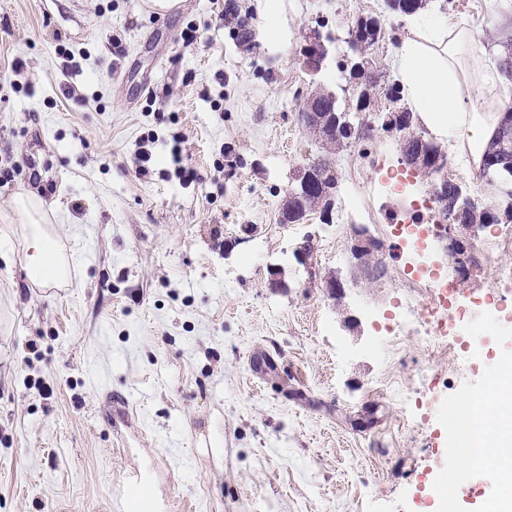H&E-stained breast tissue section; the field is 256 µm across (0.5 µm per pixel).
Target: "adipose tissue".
<instances>
[{"label": "adipose tissue", "instance_id": "ef3b65f1", "mask_svg": "<svg viewBox=\"0 0 512 512\" xmlns=\"http://www.w3.org/2000/svg\"><path fill=\"white\" fill-rule=\"evenodd\" d=\"M507 56L502 43H488L463 19L425 11L409 16L394 48V66L402 97L416 125L429 129L449 149L479 163L512 107V87L499 70ZM13 219L27 241L25 270L39 288L66 281L68 260L47 232L39 198L20 193ZM479 427L467 436L463 469L505 457L512 443V375L500 374L475 403Z\"/></svg>", "mask_w": 512, "mask_h": 512}]
</instances>
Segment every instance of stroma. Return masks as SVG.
<instances>
[{
    "instance_id": "35a3bbf8",
    "label": "stroma",
    "mask_w": 512,
    "mask_h": 512,
    "mask_svg": "<svg viewBox=\"0 0 512 512\" xmlns=\"http://www.w3.org/2000/svg\"><path fill=\"white\" fill-rule=\"evenodd\" d=\"M229 1L253 51L225 19ZM440 2L484 39L512 35V0L494 29L488 0ZM264 6L0 0V170L22 164L0 182V512H428L455 465L448 409L485 387L494 352L472 358L453 335L436 353L396 333L404 295L434 298L409 289L414 257L388 217L392 178L431 189L402 164L399 134L332 150L334 219L281 221L293 171L322 154L296 119L305 96L319 85L342 111L381 121L396 107L384 88L405 20L383 0H281L278 47ZM366 14L386 37L371 54L382 89L363 108L336 63ZM313 29L333 38L314 80L297 61ZM176 145L198 181L175 176ZM34 186L71 257L62 288L32 286L23 269L10 215ZM352 199L382 244L377 280L351 265L353 227L336 220ZM499 230L470 238L459 303L486 300L512 267V250L487 247ZM330 277L341 298L323 288ZM384 384L394 396L376 394ZM137 473L147 496L130 492Z\"/></svg>"
}]
</instances>
